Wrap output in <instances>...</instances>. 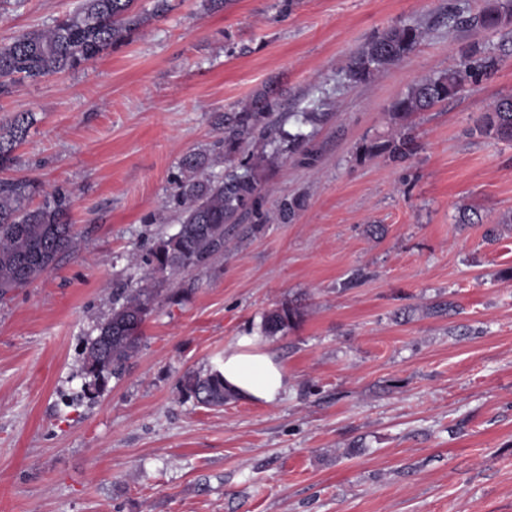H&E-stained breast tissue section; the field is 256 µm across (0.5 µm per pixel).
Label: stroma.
Returning a JSON list of instances; mask_svg holds the SVG:
<instances>
[{
  "mask_svg": "<svg viewBox=\"0 0 512 512\" xmlns=\"http://www.w3.org/2000/svg\"><path fill=\"white\" fill-rule=\"evenodd\" d=\"M491 2L170 0L125 44L0 97V123L36 118L0 180L67 190L79 234L75 253L0 302V512H512V282L497 277L512 229L483 240L512 211V143L474 131L512 95V22L467 23ZM79 3L0 9V42ZM400 21L424 30L418 48L347 83L351 56ZM468 45L497 72L418 115L405 161L364 156L393 135L392 102ZM268 86L281 114H315L310 157L259 171L267 223L183 276L126 373L76 402L113 282L176 229L180 158ZM294 195L305 205L281 223ZM463 205L481 223H459ZM446 300L456 312L431 314ZM288 304L300 322L263 335L265 314ZM250 333L288 375L282 400L183 394L186 371Z\"/></svg>",
  "mask_w": 512,
  "mask_h": 512,
  "instance_id": "35a3bbf8",
  "label": "stroma"
}]
</instances>
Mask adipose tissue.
<instances>
[{
    "instance_id": "adipose-tissue-1",
    "label": "adipose tissue",
    "mask_w": 512,
    "mask_h": 512,
    "mask_svg": "<svg viewBox=\"0 0 512 512\" xmlns=\"http://www.w3.org/2000/svg\"><path fill=\"white\" fill-rule=\"evenodd\" d=\"M211 368L222 375L225 389L242 400L272 404L288 389L283 366L255 335L238 337Z\"/></svg>"
}]
</instances>
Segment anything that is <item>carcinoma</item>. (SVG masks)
Here are the masks:
<instances>
[{
  "label": "carcinoma",
  "instance_id": "obj_1",
  "mask_svg": "<svg viewBox=\"0 0 512 512\" xmlns=\"http://www.w3.org/2000/svg\"><path fill=\"white\" fill-rule=\"evenodd\" d=\"M135 0H82L73 13L52 24L25 31L0 43V97L11 95L19 84L74 70L117 47L153 18L169 10V0H153L151 11L134 8ZM512 19V0L491 4L469 19L487 30L499 28ZM419 27L399 22L376 35L350 59L343 73L350 83L367 80L400 63L420 44ZM499 61L467 49L460 65L446 72L415 81L390 107L397 130L391 138L364 147V155L383 154L393 162L403 161L417 148L412 117L456 96L468 79L487 76ZM279 99L270 88L255 92L241 104L220 115L222 136L204 152H189L173 179L171 202L178 215L177 230L160 239L143 260L144 273L128 277L112 289V307L96 326L97 336L87 340L83 351L85 383L81 397L93 399L103 393L111 379L121 377L139 352L142 327L153 313L163 291L179 296L177 277L205 266L224 251L229 232L237 221L258 210L263 187L255 171L269 160L305 154L311 134L303 127L313 122L309 112L296 118L295 130H278L267 138L270 117ZM33 121L30 112L17 113L0 125V167L14 161L13 151L27 137ZM481 136L512 143V96L494 99L475 127ZM255 142L253 152L244 146ZM215 166L224 168L216 173ZM38 185L29 180L0 182V299L26 288L51 272L59 261L78 247V233L69 222L70 196L56 188L36 207L29 199ZM304 201L284 198L278 205V219L291 222ZM302 313L285 305L264 316L262 330L268 336L295 326ZM182 389L208 407H222L232 399L224 380L209 369L190 371Z\"/></svg>",
  "mask_w": 512,
  "mask_h": 512
}]
</instances>
